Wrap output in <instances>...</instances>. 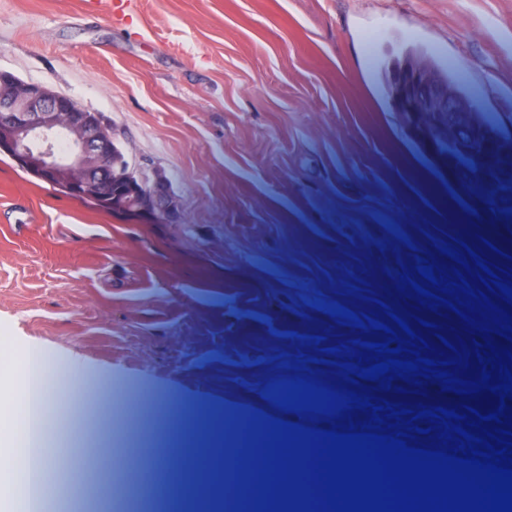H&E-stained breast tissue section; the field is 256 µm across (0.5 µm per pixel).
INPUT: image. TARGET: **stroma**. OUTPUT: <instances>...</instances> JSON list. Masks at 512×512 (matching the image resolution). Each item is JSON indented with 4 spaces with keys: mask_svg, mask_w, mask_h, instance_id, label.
<instances>
[{
    "mask_svg": "<svg viewBox=\"0 0 512 512\" xmlns=\"http://www.w3.org/2000/svg\"><path fill=\"white\" fill-rule=\"evenodd\" d=\"M135 3L117 22L108 0H0V71L102 113L177 210L117 218L0 155V340L87 371L61 414L90 415L116 458L139 440L122 405L141 397L156 437L175 403L200 439L241 412L359 433L385 404L400 418L380 434L410 447L443 450L438 407L512 432L489 363L512 352V0ZM416 53L462 70L481 111H394L386 83ZM388 341L445 363L465 394L421 371L359 378ZM297 378L370 405L283 410L272 393ZM178 444L179 512H204ZM123 478L63 471L62 512L85 487L103 508L128 497Z\"/></svg>",
    "mask_w": 512,
    "mask_h": 512,
    "instance_id": "1",
    "label": "stroma"
}]
</instances>
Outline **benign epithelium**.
I'll return each instance as SVG.
<instances>
[{"instance_id":"obj_1","label":"benign epithelium","mask_w":512,"mask_h":512,"mask_svg":"<svg viewBox=\"0 0 512 512\" xmlns=\"http://www.w3.org/2000/svg\"><path fill=\"white\" fill-rule=\"evenodd\" d=\"M399 105L405 112H468L469 104L437 84L423 66L394 77ZM0 151L50 184H61L76 197L110 200L113 180L107 170L117 145L97 114L68 95L38 83L14 78L0 89ZM128 194L140 196L141 211L156 224L170 221L172 198L163 179L140 195L134 180Z\"/></svg>"}]
</instances>
